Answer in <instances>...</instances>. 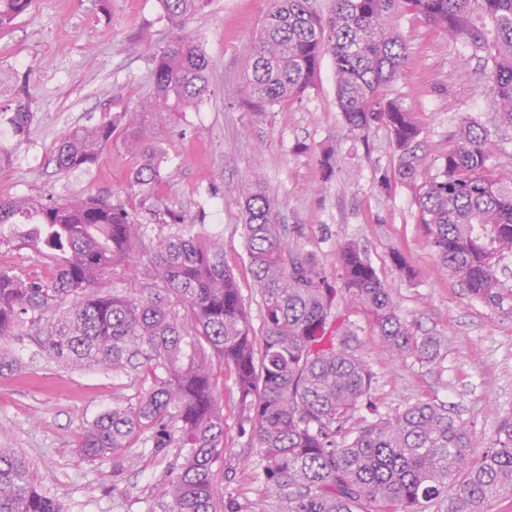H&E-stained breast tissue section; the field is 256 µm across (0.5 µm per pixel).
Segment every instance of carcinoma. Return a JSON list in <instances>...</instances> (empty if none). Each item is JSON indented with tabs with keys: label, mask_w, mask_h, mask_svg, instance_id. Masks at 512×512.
Instances as JSON below:
<instances>
[{
	"label": "carcinoma",
	"mask_w": 512,
	"mask_h": 512,
	"mask_svg": "<svg viewBox=\"0 0 512 512\" xmlns=\"http://www.w3.org/2000/svg\"><path fill=\"white\" fill-rule=\"evenodd\" d=\"M174 24L154 57L152 93L112 122L80 128L56 149L58 171L95 165L120 126L124 144L141 157L133 187H157L162 147L155 130L199 105L209 60L184 31L210 0H161ZM32 0H0V30ZM482 54L499 105L512 126V0H333L321 18L311 0H273L244 72L257 110L302 96L324 55L332 56L336 99L346 125H385L407 154L419 129L412 113L380 97L400 73L407 44L392 23L402 12ZM0 120L21 141L32 112L20 97ZM243 235L261 297V345L233 273L224 241L167 211L164 230L135 239L133 213L100 196L63 201L0 200V246L17 242L48 259L50 274L28 279L0 271V336L24 328L44 336L58 362L71 367H131L152 378L135 407L112 406L87 427L79 447L98 457L145 436L152 448H181L182 462L157 494L162 512H490L512 494V416L490 444H475L473 424L442 404L417 401L374 421L361 415L375 384L364 346L339 311L345 298L360 307L389 359L414 354L435 362L442 340L419 336L401 316L390 290L354 242L338 250L340 287L309 254L291 250L275 206L256 186L244 197ZM418 220L437 259L468 294L502 309L512 300L499 264L512 256V175L488 166L487 130L468 123L460 142L424 185ZM119 267L142 280L121 291L96 286ZM233 374L239 433L260 448L256 466L269 498L241 502L219 490L213 466L224 453V413L214 367ZM0 512H59L31 483L26 458L0 448Z\"/></svg>",
	"instance_id": "carcinoma-1"
}]
</instances>
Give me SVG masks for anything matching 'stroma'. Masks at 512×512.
Wrapping results in <instances>:
<instances>
[{
  "instance_id": "1",
  "label": "stroma",
  "mask_w": 512,
  "mask_h": 512,
  "mask_svg": "<svg viewBox=\"0 0 512 512\" xmlns=\"http://www.w3.org/2000/svg\"><path fill=\"white\" fill-rule=\"evenodd\" d=\"M270 7L271 0H211L187 22L209 59V90L198 108L175 114L159 130L167 180L140 191L128 186L140 159L127 152L122 137L85 170L60 173L53 156L72 131L110 120L149 96L153 59L173 30L160 0H33L9 30L0 31V105L22 96L33 112L25 140L0 166V199L99 195L132 210L145 239L156 235L170 210L182 212L186 223L222 232L224 262L258 330L263 311L248 264L242 205L245 192L262 184L290 248L312 253L334 280L340 276L338 246L356 242L405 320L447 340L434 365L412 354L383 360L369 319L348 307L376 374L377 411L442 403L473 422L477 443L485 444L498 418L512 415V313L472 299L436 259L417 203L472 120L491 131L489 167L512 174V127L497 124L496 97L482 63L463 41L448 39L420 16L395 17L408 61L381 95L398 100L420 128L405 157L384 125L362 132L345 125L328 56L302 97L262 112L241 106L245 59ZM406 161L416 177L404 176ZM398 254L414 279L399 271ZM0 347L20 363L0 372V448L22 453L34 487L54 498L61 512H160L155 488L180 462L179 449L157 452L135 439L89 459L77 446L99 413L137 404L146 389L142 373L59 365L32 336L2 338ZM218 395L224 455L213 466L215 479L239 499L258 498L260 484L238 462L245 440L230 386H219Z\"/></svg>"
}]
</instances>
